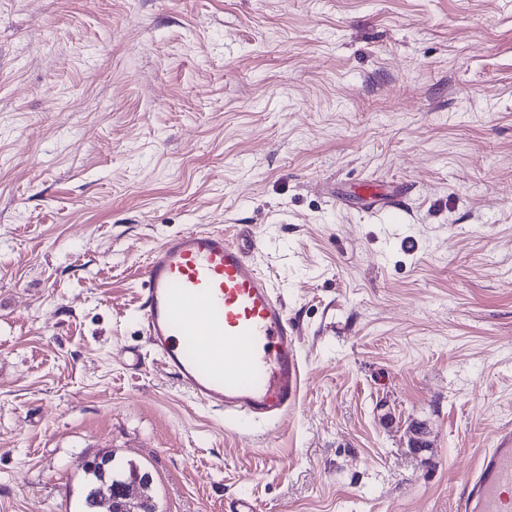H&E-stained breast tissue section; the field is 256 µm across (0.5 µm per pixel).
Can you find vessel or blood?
I'll use <instances>...</instances> for the list:
<instances>
[{
	"mask_svg": "<svg viewBox=\"0 0 512 512\" xmlns=\"http://www.w3.org/2000/svg\"><path fill=\"white\" fill-rule=\"evenodd\" d=\"M381 210L396 193L368 181ZM253 234L189 228L165 236L142 272L141 316L155 353L195 400L276 424L296 408L303 374L297 326L254 262ZM456 512H512V437L481 454Z\"/></svg>",
	"mask_w": 512,
	"mask_h": 512,
	"instance_id": "vessel-or-blood-1",
	"label": "vessel or blood"
}]
</instances>
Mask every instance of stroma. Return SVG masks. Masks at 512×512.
Instances as JSON below:
<instances>
[{"instance_id": "35a3bbf8", "label": "stroma", "mask_w": 512, "mask_h": 512, "mask_svg": "<svg viewBox=\"0 0 512 512\" xmlns=\"http://www.w3.org/2000/svg\"><path fill=\"white\" fill-rule=\"evenodd\" d=\"M243 225L300 331L278 426L120 357L149 251ZM511 433L512 0H0V512H78L108 452L158 512H454ZM360 188L367 198L373 200L371 203V213L378 211H390L392 208H397L396 200L398 195L396 193L399 192L398 189H395L392 193H385L383 191V186L374 181L364 182L360 185ZM376 203L380 205V208H375Z\"/></svg>"}]
</instances>
